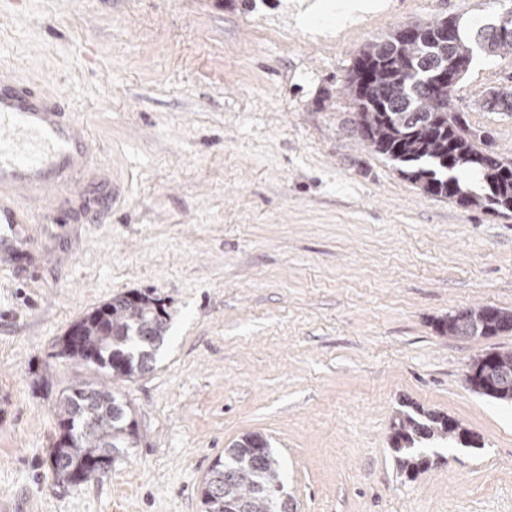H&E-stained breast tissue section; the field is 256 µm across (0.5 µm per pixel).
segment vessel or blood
Here are the masks:
<instances>
[{
    "label": "vessel or blood",
    "mask_w": 512,
    "mask_h": 512,
    "mask_svg": "<svg viewBox=\"0 0 512 512\" xmlns=\"http://www.w3.org/2000/svg\"><path fill=\"white\" fill-rule=\"evenodd\" d=\"M93 154L84 123L63 119L53 97L0 75V263L31 248L22 226L32 205L58 201Z\"/></svg>",
    "instance_id": "1"
}]
</instances>
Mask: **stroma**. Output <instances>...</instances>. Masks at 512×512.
<instances>
[{"mask_svg":"<svg viewBox=\"0 0 512 512\" xmlns=\"http://www.w3.org/2000/svg\"><path fill=\"white\" fill-rule=\"evenodd\" d=\"M287 0H0V66L87 123L98 154L35 242L0 268V512H203L225 448L265 436L293 512H512V402L472 390L471 361L512 350L438 326L512 312V214L435 198L356 132L345 79L409 24L496 22L512 0H384L340 26ZM512 53H475L454 98L512 157ZM161 298L154 370L119 388L139 444L57 485L56 394L77 377L58 342L112 297ZM447 414L478 447L432 439L398 477L403 404Z\"/></svg>","mask_w":512,"mask_h":512,"instance_id":"obj_1","label":"stroma"}]
</instances>
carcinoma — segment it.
Returning a JSON list of instances; mask_svg holds the SVG:
<instances>
[{
	"label": "carcinoma",
	"mask_w": 512,
	"mask_h": 512,
	"mask_svg": "<svg viewBox=\"0 0 512 512\" xmlns=\"http://www.w3.org/2000/svg\"><path fill=\"white\" fill-rule=\"evenodd\" d=\"M511 19L470 31L453 19L414 23L417 33L400 28L359 53L347 77V89L358 105V129L367 145L398 165L400 174L430 196L465 207L512 213V158L488 148L486 135L470 127L453 108L458 86L474 49L488 55L512 52ZM453 67L457 82L440 96L432 83ZM475 175L480 193L463 179ZM169 327L161 300L129 292L113 298L76 321L61 353L80 368L97 366L110 378L94 383L81 378L58 395L53 406L60 429L50 449V467L61 483L92 479V469L112 461L138 443L131 404L112 384L152 369ZM441 333L474 340L512 331V312L493 306L460 311L442 322ZM495 371L488 384L471 383L484 396L512 401V351L492 350ZM95 358L90 362L89 358ZM477 437L451 418L416 409L398 413L391 442L400 475L413 479L430 465L428 449L417 444L434 436ZM204 512H288L281 463L270 443L258 434L243 437L217 458L203 482Z\"/></svg>",
	"instance_id": "cac0c4a2"
}]
</instances>
